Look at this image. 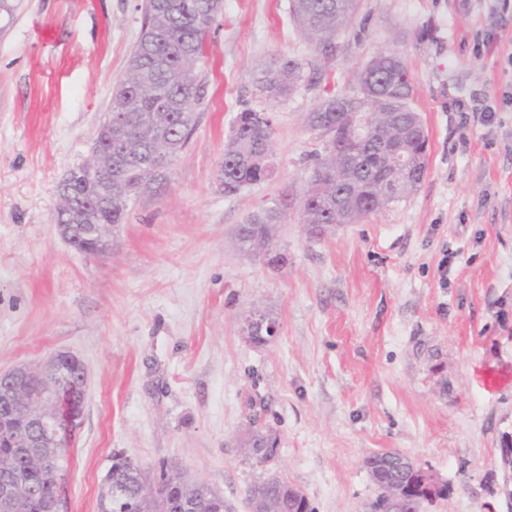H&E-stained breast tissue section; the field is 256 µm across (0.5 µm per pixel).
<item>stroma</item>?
<instances>
[{
  "mask_svg": "<svg viewBox=\"0 0 512 512\" xmlns=\"http://www.w3.org/2000/svg\"><path fill=\"white\" fill-rule=\"evenodd\" d=\"M0 14V371L75 353L89 376L62 484L63 512H97L119 453L177 464L247 512L265 469L313 512H363L365 460L393 450L448 479L432 512H505L493 496L512 431V0H360L330 58L299 35L289 0H224L186 150L92 257L56 233L58 187L89 155L126 74L142 0H12ZM398 51L427 139L418 190L308 239L296 209L276 230L288 265L241 251L239 224L298 194L322 139L306 122L356 72ZM306 61L266 105L256 67ZM493 113H485L486 102ZM268 110L273 167L233 194L220 183L236 116ZM273 311L257 347L240 314ZM272 432L277 455L245 460L240 437ZM265 311L259 307L251 306L241 314L242 338L245 342L252 344V336L257 332L264 331L266 342L275 339L279 333V327L275 322H268Z\"/></svg>",
  "mask_w": 512,
  "mask_h": 512,
  "instance_id": "35a3bbf8",
  "label": "stroma"
}]
</instances>
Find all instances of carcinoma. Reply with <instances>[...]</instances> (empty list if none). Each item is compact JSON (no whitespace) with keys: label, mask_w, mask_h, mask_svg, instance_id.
<instances>
[{"label":"carcinoma","mask_w":512,"mask_h":512,"mask_svg":"<svg viewBox=\"0 0 512 512\" xmlns=\"http://www.w3.org/2000/svg\"><path fill=\"white\" fill-rule=\"evenodd\" d=\"M182 9L168 0H144L142 4L141 36L131 51L125 78L112 93V206L97 213L101 224H120L129 203L149 191L152 185L166 178L172 165L189 143L196 125L194 103L206 80L200 62L204 58L207 34L216 18L224 13V0H180ZM358 0H289L290 14L297 31L314 44L322 54L334 49L336 34L348 28L356 13ZM376 57L384 65L376 71H358V84L376 86V96L364 103L341 93L324 98L318 108L309 113L307 122L313 130H326L338 148L323 141L321 151L313 155L308 178L303 189L304 200L298 205L303 224H334L336 215V181L322 176L325 171H341L358 188L357 195L346 203L347 223L355 224L386 207L380 201L383 184L375 170L382 157L385 141L399 133L405 113L412 111L407 99L410 92L409 74L405 63L394 50L381 51ZM306 62L297 58L274 59L258 71V90L267 102H279L290 96L301 81ZM400 100L402 107L390 116L382 98ZM333 112H362L365 123L373 130L366 142H356L351 128L338 130L327 127ZM272 121L256 131L247 123H234L231 136L224 145L223 185L227 193L236 192L265 177L258 167L248 163V156L262 153L272 143ZM106 173L88 176L79 171L58 195L54 218L69 219L73 209L98 194ZM284 211L276 204L241 225L239 247H252L250 224H280ZM112 468L120 486L108 498L99 497L98 512H142L148 489L139 474V466L116 455ZM26 470L24 461L17 459L12 449L0 447V480L17 470ZM35 493L53 494L54 474L29 471ZM275 499L274 512H313L310 503L300 497L281 496L276 486L267 489Z\"/></svg>","instance_id":"cac0c4a2"}]
</instances>
